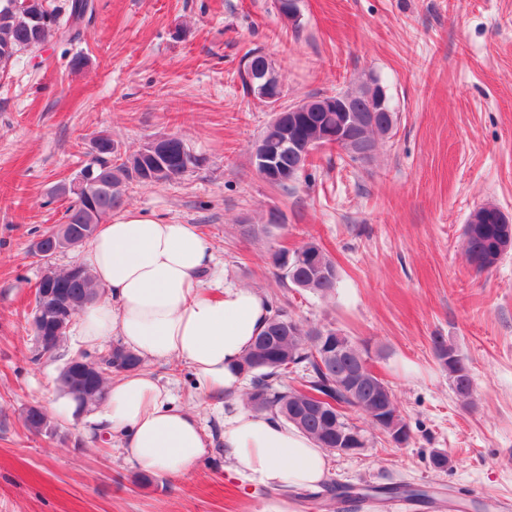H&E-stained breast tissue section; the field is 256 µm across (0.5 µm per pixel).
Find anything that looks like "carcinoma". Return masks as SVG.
I'll return each mask as SVG.
<instances>
[{
  "instance_id": "carcinoma-1",
  "label": "carcinoma",
  "mask_w": 512,
  "mask_h": 512,
  "mask_svg": "<svg viewBox=\"0 0 512 512\" xmlns=\"http://www.w3.org/2000/svg\"><path fill=\"white\" fill-rule=\"evenodd\" d=\"M93 11L91 0H66L64 9L49 8L46 0H0V70L7 68L23 51L45 45L53 37L74 40L80 37V26ZM368 85L349 92L353 97L351 112L347 113L349 130L361 136L369 149L375 147V135L388 133L394 123V112L379 113L376 125L364 122ZM336 126V113L311 111L293 127L285 123L268 125L263 138L271 143L280 141L286 133L312 143V152L298 157L282 151L277 156L278 171L285 176L282 181H269L274 187L286 188L290 180L286 176L301 173L309 163L312 153L324 147H341L336 138L327 134V127ZM97 141L103 145V158L94 168L95 185L91 190L75 193L74 200L66 208L64 223L77 237L91 238L104 217L121 207L124 201L123 187L129 181L149 185L183 175L191 167L199 165L195 157L176 136H166L162 144L165 154L146 151L122 158L118 155L112 138L102 134ZM480 223L467 224L463 234L466 239L465 255L471 267L478 272L491 269L494 246L505 236L509 220L495 206L482 211ZM274 264L282 270V278L294 287L322 296L336 290L338 273L336 265L326 251L315 241L309 240L300 247L273 254ZM58 301L78 314L84 307L97 300V289L89 272L74 265L64 272H53ZM45 281H40L34 312L41 313L42 333L37 335V357H56L65 338L58 333L54 311L44 305L40 294ZM270 317L265 329L256 336L252 347L241 364L242 373L250 378L246 405L259 413H271L295 425L310 435L320 448L331 451L340 447V441L358 435L365 438L351 418V412L362 413L374 422L378 410L388 409L396 424L409 428L402 417L389 385L375 373L362 379L357 391H351L346 377L363 358L355 342L346 335H336V329L306 326L292 318L288 310L275 300H269ZM438 360L450 367L449 376L454 392L466 402H471L474 381L470 369L459 354L451 363L443 361L448 345L434 338ZM97 367L86 376L60 384L62 393L71 398L77 408H85L104 398L113 373L136 371L141 368L142 358L122 347H112V359L108 362L97 358ZM305 375L299 387L281 389L282 377L297 369ZM27 427L36 433L52 430L48 415L35 408L27 410ZM337 498H367L369 489L340 485L331 489Z\"/></svg>"
}]
</instances>
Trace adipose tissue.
I'll return each mask as SVG.
<instances>
[{
    "instance_id": "1",
    "label": "adipose tissue",
    "mask_w": 512,
    "mask_h": 512,
    "mask_svg": "<svg viewBox=\"0 0 512 512\" xmlns=\"http://www.w3.org/2000/svg\"><path fill=\"white\" fill-rule=\"evenodd\" d=\"M81 262L105 291L78 318L82 345L116 336L140 357L188 365L205 395L240 390L239 366L266 324L268 300L225 285L213 246L193 225L122 210L99 226ZM94 420L122 438L130 463L145 472L185 474L209 448L198 413L141 371L109 385ZM224 450L231 475L254 486L316 488L328 476V455L309 436L239 406L224 412Z\"/></svg>"
}]
</instances>
